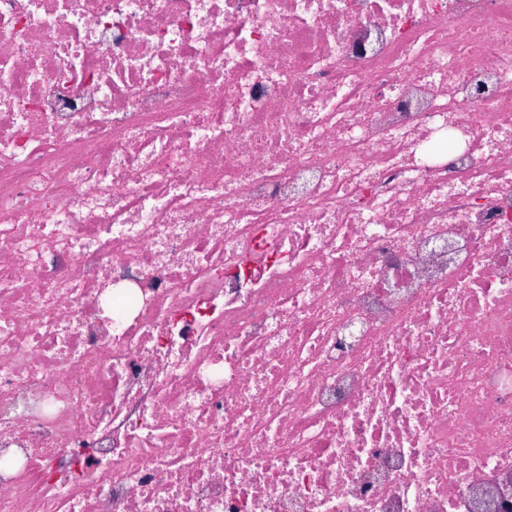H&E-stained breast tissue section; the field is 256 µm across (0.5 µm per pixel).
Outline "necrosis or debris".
<instances>
[{"instance_id": "necrosis-or-debris-1", "label": "necrosis or debris", "mask_w": 512, "mask_h": 512, "mask_svg": "<svg viewBox=\"0 0 512 512\" xmlns=\"http://www.w3.org/2000/svg\"><path fill=\"white\" fill-rule=\"evenodd\" d=\"M0 512H512V0H0Z\"/></svg>"}]
</instances>
